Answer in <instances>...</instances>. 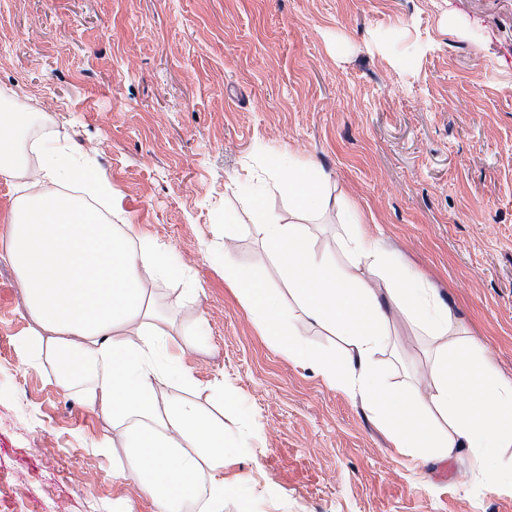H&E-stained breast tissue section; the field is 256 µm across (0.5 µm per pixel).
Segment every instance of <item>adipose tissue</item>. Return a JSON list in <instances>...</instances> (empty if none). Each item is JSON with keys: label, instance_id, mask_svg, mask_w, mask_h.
Wrapping results in <instances>:
<instances>
[{"label": "adipose tissue", "instance_id": "adipose-tissue-1", "mask_svg": "<svg viewBox=\"0 0 512 512\" xmlns=\"http://www.w3.org/2000/svg\"><path fill=\"white\" fill-rule=\"evenodd\" d=\"M34 122L28 112L0 111V176L19 178L34 167L42 183L57 188L47 194L19 186L0 236V258L16 271L27 312L39 326L26 341L30 364H50L60 387L79 388L89 408L111 414L126 450L112 476L135 479L154 512H172L181 499L194 503L195 512H224V423L182 397L196 379L143 287L145 277L176 274L168 249L143 237L136 225L101 219L85 197L111 198L110 182L66 146L34 137ZM70 185L82 186L85 196L68 194ZM271 188L286 192L300 214L330 207L322 179L304 166L275 177ZM349 219L342 250L352 264L367 263L374 280L355 279L315 253L306 225L269 217L254 231L301 316L287 313L276 292L228 261L230 286L263 335L290 359L315 365L332 386L370 402L397 447L443 454L461 446L486 483H512V471L501 464L504 449L512 447V383L483 363L477 345L441 347L428 372V394L385 387L378 359L391 341L384 299L429 336L449 335L451 314L422 277L364 232L358 209ZM303 322L342 336L357 354L354 365L311 348L299 329ZM163 383L179 391L161 405L157 389Z\"/></svg>", "mask_w": 512, "mask_h": 512}]
</instances>
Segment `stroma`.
<instances>
[{
    "mask_svg": "<svg viewBox=\"0 0 512 512\" xmlns=\"http://www.w3.org/2000/svg\"><path fill=\"white\" fill-rule=\"evenodd\" d=\"M1 92L107 177L113 223L182 270L144 287L173 338L203 325L183 363L197 402L224 413V512H512L467 449L396 447L372 404L289 359L224 279L229 259L295 307L254 225L304 222L342 267L357 207L447 304L452 338L512 382V0H0ZM292 161L326 175L328 212L298 217L279 192L253 208ZM34 326L0 259V512H154L112 477L122 446L96 448L109 414L28 366ZM391 336L387 385H416L437 340L408 322Z\"/></svg>",
    "mask_w": 512,
    "mask_h": 512,
    "instance_id": "1",
    "label": "stroma"
}]
</instances>
